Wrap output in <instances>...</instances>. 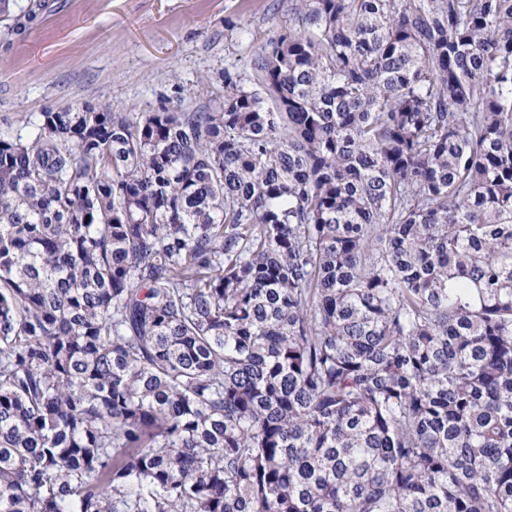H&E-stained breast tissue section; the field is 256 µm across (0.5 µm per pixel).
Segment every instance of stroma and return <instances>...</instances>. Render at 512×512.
<instances>
[{"label": "stroma", "instance_id": "1", "mask_svg": "<svg viewBox=\"0 0 512 512\" xmlns=\"http://www.w3.org/2000/svg\"><path fill=\"white\" fill-rule=\"evenodd\" d=\"M294 0H41L34 19L0 20V134L39 113L202 106L224 74L249 77Z\"/></svg>", "mask_w": 512, "mask_h": 512}]
</instances>
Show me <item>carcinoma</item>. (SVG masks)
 Returning a JSON list of instances; mask_svg holds the SVG:
<instances>
[{
  "label": "carcinoma",
  "instance_id": "1",
  "mask_svg": "<svg viewBox=\"0 0 512 512\" xmlns=\"http://www.w3.org/2000/svg\"><path fill=\"white\" fill-rule=\"evenodd\" d=\"M295 2L0 136V512H512V0Z\"/></svg>",
  "mask_w": 512,
  "mask_h": 512
}]
</instances>
